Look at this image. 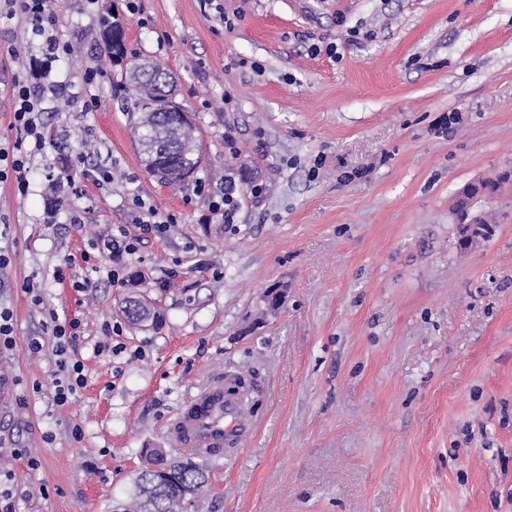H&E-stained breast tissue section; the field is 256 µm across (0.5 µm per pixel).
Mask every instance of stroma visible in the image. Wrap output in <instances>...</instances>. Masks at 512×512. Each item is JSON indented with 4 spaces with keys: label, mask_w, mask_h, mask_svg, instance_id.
<instances>
[{
    "label": "stroma",
    "mask_w": 512,
    "mask_h": 512,
    "mask_svg": "<svg viewBox=\"0 0 512 512\" xmlns=\"http://www.w3.org/2000/svg\"><path fill=\"white\" fill-rule=\"evenodd\" d=\"M127 5L54 0L52 33L74 47L52 70L66 93L44 97L27 194L0 182L15 340L0 350V475L14 512H110L142 449L179 455L168 420L227 371L267 392L188 512H512V183L475 200L491 226L478 247L459 249L452 214L465 185L512 169V0ZM107 17L124 28L119 60ZM41 52L0 19V144L16 138L13 80ZM145 60L195 124L190 180L141 162L124 76ZM97 65L101 106L86 112ZM80 157L112 182L94 184ZM62 171L75 187L50 197ZM230 182L227 224L210 204ZM136 194L176 222L119 259L115 285L82 252L134 229ZM60 267L89 288L57 281ZM130 298L154 318L130 324ZM53 316L81 323L70 356L86 384L63 406Z\"/></svg>",
    "instance_id": "35a3bbf8"
}]
</instances>
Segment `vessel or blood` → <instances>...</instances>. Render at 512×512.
<instances>
[{
    "label": "vessel or blood",
    "mask_w": 512,
    "mask_h": 512,
    "mask_svg": "<svg viewBox=\"0 0 512 512\" xmlns=\"http://www.w3.org/2000/svg\"><path fill=\"white\" fill-rule=\"evenodd\" d=\"M235 413L234 404L224 398V379L219 376L183 404L170 420L167 432L176 446L219 458L228 442H240L245 433Z\"/></svg>",
    "instance_id": "obj_1"
}]
</instances>
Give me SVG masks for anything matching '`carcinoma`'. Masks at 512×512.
Masks as SVG:
<instances>
[{"mask_svg":"<svg viewBox=\"0 0 512 512\" xmlns=\"http://www.w3.org/2000/svg\"><path fill=\"white\" fill-rule=\"evenodd\" d=\"M160 70L150 62L133 66L125 79L135 91L133 111L144 113L134 129L141 147L145 169L171 181H182L198 160L194 129L191 121L178 119V107L173 105L166 82L157 87L148 75ZM124 313L130 322L141 323L150 318L148 303L128 300ZM206 459L193 455L170 457L156 462L158 470L141 469L135 479L133 491L126 502H112L110 512H186L207 482Z\"/></svg>","mask_w":512,"mask_h":512,"instance_id":"cac0c4a2","label":"carcinoma"}]
</instances>
